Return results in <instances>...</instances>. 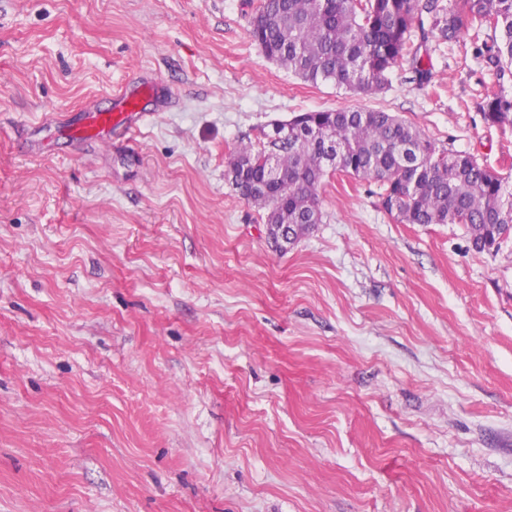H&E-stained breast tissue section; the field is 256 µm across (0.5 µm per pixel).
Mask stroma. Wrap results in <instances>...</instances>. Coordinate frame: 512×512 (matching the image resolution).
Instances as JSON below:
<instances>
[{
	"instance_id": "obj_1",
	"label": "stroma",
	"mask_w": 512,
	"mask_h": 512,
	"mask_svg": "<svg viewBox=\"0 0 512 512\" xmlns=\"http://www.w3.org/2000/svg\"><path fill=\"white\" fill-rule=\"evenodd\" d=\"M259 0H0V512H512V238L403 224L337 173L286 251L242 141L375 108L512 177L468 37L364 96L250 37ZM168 102L105 142L73 111ZM159 93V87L155 83L139 81L137 85L125 88L119 94L112 96L111 93L109 105L105 108L96 105L81 108L73 119L56 128L58 130L55 135L83 133L88 138L105 140L114 127L125 128L128 132L138 130L147 116L140 108L141 99L155 97Z\"/></svg>"
}]
</instances>
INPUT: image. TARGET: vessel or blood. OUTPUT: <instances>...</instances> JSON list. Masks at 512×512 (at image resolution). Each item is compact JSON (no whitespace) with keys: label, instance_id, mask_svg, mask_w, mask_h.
<instances>
[{"label":"vessel or blood","instance_id":"vessel-or-blood-1","mask_svg":"<svg viewBox=\"0 0 512 512\" xmlns=\"http://www.w3.org/2000/svg\"><path fill=\"white\" fill-rule=\"evenodd\" d=\"M158 94L159 88L155 83L139 81L137 85L113 95L110 106L102 108L91 105L80 109L73 119L59 126L57 133L61 136L81 133L88 138L104 140L116 127L130 132L138 130L146 117L140 108L142 98L155 97Z\"/></svg>","mask_w":512,"mask_h":512}]
</instances>
